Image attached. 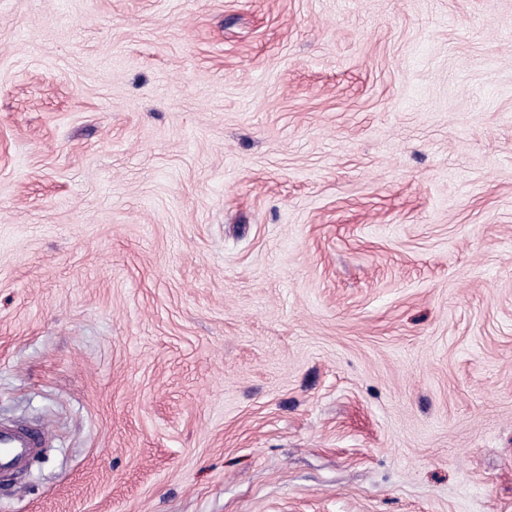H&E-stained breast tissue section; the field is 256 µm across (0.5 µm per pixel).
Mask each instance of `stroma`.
<instances>
[{
	"label": "stroma",
	"instance_id": "stroma-1",
	"mask_svg": "<svg viewBox=\"0 0 512 512\" xmlns=\"http://www.w3.org/2000/svg\"><path fill=\"white\" fill-rule=\"evenodd\" d=\"M0 512H512V0H0ZM47 444L45 431L22 424L0 426V479L22 470Z\"/></svg>",
	"mask_w": 512,
	"mask_h": 512
}]
</instances>
